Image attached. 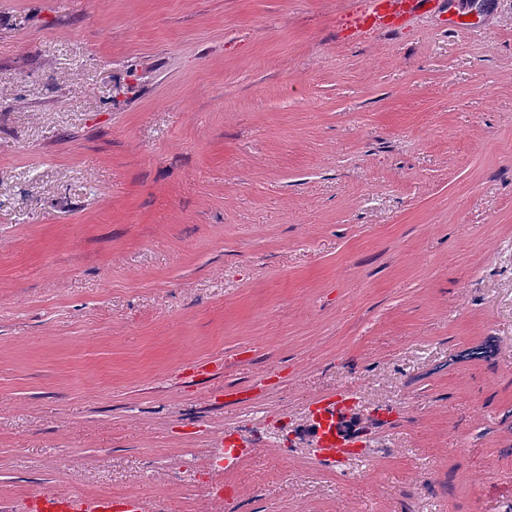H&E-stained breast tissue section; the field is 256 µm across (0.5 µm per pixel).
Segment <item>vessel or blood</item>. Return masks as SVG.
I'll list each match as a JSON object with an SVG mask.
<instances>
[{"label":"vessel or blood","instance_id":"b4317fda","mask_svg":"<svg viewBox=\"0 0 512 512\" xmlns=\"http://www.w3.org/2000/svg\"><path fill=\"white\" fill-rule=\"evenodd\" d=\"M429 3L430 0H364L353 16L352 27L358 33L390 31L426 11ZM347 406V398L340 393L313 403L310 418L323 461L336 462L350 451L352 441L338 426ZM27 509L28 512H153L148 500L139 494L119 499L104 497L88 503L75 495L60 496L41 490L31 492Z\"/></svg>","mask_w":512,"mask_h":512}]
</instances>
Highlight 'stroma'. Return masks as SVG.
<instances>
[{
  "mask_svg": "<svg viewBox=\"0 0 512 512\" xmlns=\"http://www.w3.org/2000/svg\"><path fill=\"white\" fill-rule=\"evenodd\" d=\"M359 2L0 0L8 512L512 504V0ZM431 0H365L355 12V32L390 31L406 19L426 11ZM348 400L341 393L324 396L314 401L310 409L311 426L323 461L334 463L350 451L352 441L338 427V422L346 415ZM29 512H153L150 503L140 494L120 499L104 497L87 503L78 496H60L37 490L30 494L27 504Z\"/></svg>",
  "mask_w": 512,
  "mask_h": 512,
  "instance_id": "obj_1",
  "label": "stroma"
}]
</instances>
